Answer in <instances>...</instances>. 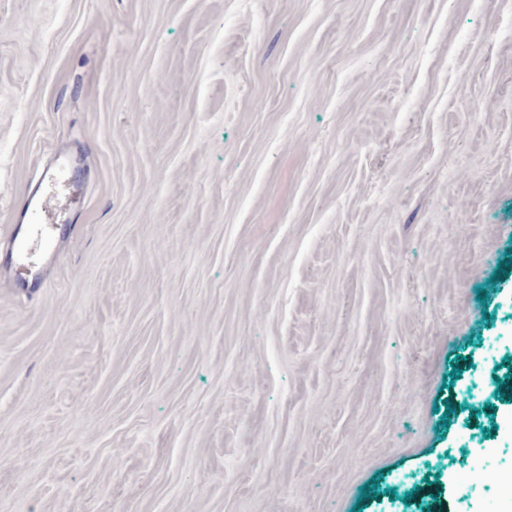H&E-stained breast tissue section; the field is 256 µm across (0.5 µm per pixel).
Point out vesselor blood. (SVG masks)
<instances>
[{
	"label": "vessel or blood",
	"instance_id": "1",
	"mask_svg": "<svg viewBox=\"0 0 512 512\" xmlns=\"http://www.w3.org/2000/svg\"><path fill=\"white\" fill-rule=\"evenodd\" d=\"M80 186L76 168L66 155L60 154L54 165L44 171L39 189L21 199L18 208L28 221L12 230L10 253L11 264L24 272L21 287H43L45 269L56 242L71 222Z\"/></svg>",
	"mask_w": 512,
	"mask_h": 512
}]
</instances>
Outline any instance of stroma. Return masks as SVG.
<instances>
[{
	"instance_id": "stroma-1",
	"label": "stroma",
	"mask_w": 512,
	"mask_h": 512,
	"mask_svg": "<svg viewBox=\"0 0 512 512\" xmlns=\"http://www.w3.org/2000/svg\"><path fill=\"white\" fill-rule=\"evenodd\" d=\"M0 512H512V0H0ZM80 186L70 159L57 154L55 164L44 171L39 189L21 199L17 209L28 216V221L12 230L10 253V264L24 271L17 280L18 288H43L53 248L72 222ZM472 478L481 483L490 482L497 484L501 496L506 497L505 500H507V497H511L512 495V470L508 473H497L495 471L484 470L479 467L474 470Z\"/></svg>"
}]
</instances>
